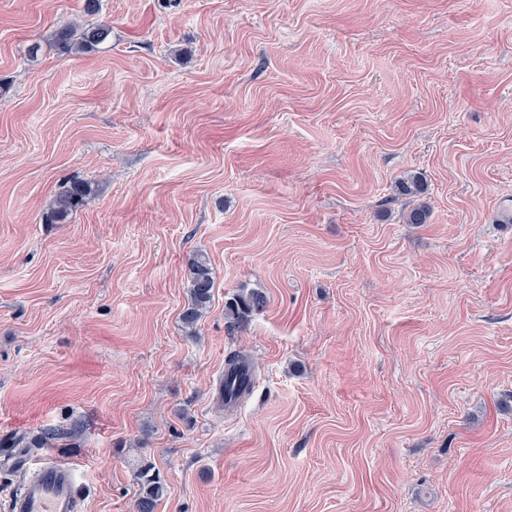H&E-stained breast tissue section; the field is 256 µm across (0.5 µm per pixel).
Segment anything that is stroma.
<instances>
[{"mask_svg": "<svg viewBox=\"0 0 512 512\" xmlns=\"http://www.w3.org/2000/svg\"><path fill=\"white\" fill-rule=\"evenodd\" d=\"M80 9L0 0V512L49 454L81 512L146 463L156 512H512V0H101L61 54ZM110 35V28L102 23H89L82 28L80 37L76 38L73 24L66 23L57 27L53 34L55 45L65 53L79 54L93 50ZM88 187L81 181L66 184L55 196L48 220L51 223L63 221L83 203ZM214 277L209 257L197 253L190 264L189 300L181 312L184 328L196 332V326L213 298ZM265 300L262 292L252 291L239 294L225 304L226 314L234 322L245 320L250 314L264 306ZM251 371L250 365L239 355H232L228 358L226 369L224 371V379L221 381V389L224 398L235 397L242 390ZM233 379L238 380L236 387L232 386Z\"/></svg>", "mask_w": 512, "mask_h": 512, "instance_id": "obj_1", "label": "stroma"}]
</instances>
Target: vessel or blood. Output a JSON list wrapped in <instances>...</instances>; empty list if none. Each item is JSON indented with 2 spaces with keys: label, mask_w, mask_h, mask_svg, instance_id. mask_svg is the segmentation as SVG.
Here are the masks:
<instances>
[{
  "label": "vessel or blood",
  "mask_w": 512,
  "mask_h": 512,
  "mask_svg": "<svg viewBox=\"0 0 512 512\" xmlns=\"http://www.w3.org/2000/svg\"><path fill=\"white\" fill-rule=\"evenodd\" d=\"M76 484L71 465L44 457L37 480L24 482L12 496L11 512H78Z\"/></svg>",
  "instance_id": "1"
}]
</instances>
